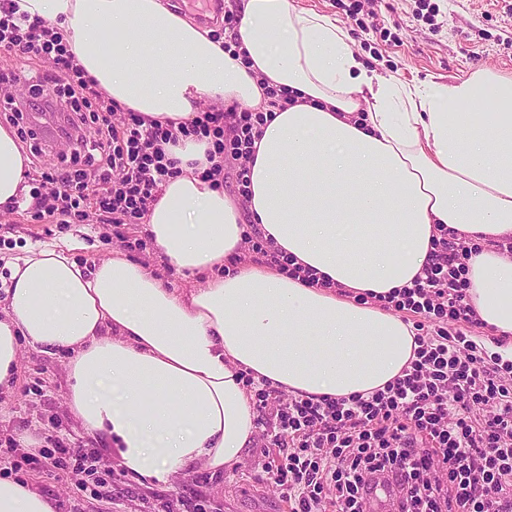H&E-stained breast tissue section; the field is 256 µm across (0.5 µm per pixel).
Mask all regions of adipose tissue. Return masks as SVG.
Wrapping results in <instances>:
<instances>
[{
	"label": "adipose tissue",
	"instance_id": "ef3b65f1",
	"mask_svg": "<svg viewBox=\"0 0 512 512\" xmlns=\"http://www.w3.org/2000/svg\"><path fill=\"white\" fill-rule=\"evenodd\" d=\"M61 28L105 98L166 124L199 106L264 113L249 196L206 178L212 138L166 145L178 171L144 216L162 258L204 276L180 291L120 252L92 267L75 239L31 249L0 301V388L19 342L69 352L68 406L114 440L126 472L169 482L193 462L234 468L256 431L242 374L293 395L371 396L413 357L410 324L376 301L411 285L442 232L473 246L467 295L512 360V79L442 84L368 74L345 28L291 0H240L226 51L169 0H16ZM294 102L270 107L272 92ZM30 160L0 124V206ZM328 278L310 286L242 262L247 224ZM0 512H56L29 484L0 479Z\"/></svg>",
	"mask_w": 512,
	"mask_h": 512
}]
</instances>
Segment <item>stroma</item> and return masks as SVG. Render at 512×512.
I'll use <instances>...</instances> for the list:
<instances>
[{
    "mask_svg": "<svg viewBox=\"0 0 512 512\" xmlns=\"http://www.w3.org/2000/svg\"><path fill=\"white\" fill-rule=\"evenodd\" d=\"M298 7L329 15L353 38L361 62L373 74L402 81L446 84L487 72L512 78V0H294ZM68 236L82 249L74 256L91 265L120 251L149 265L174 288L202 286V277L160 262L144 224H105L97 213L69 224L36 219L33 210H0V291L9 265L27 249ZM146 242L145 249L135 240ZM69 356L21 342L9 388L0 391V478L30 484L56 503L57 512H162L187 503L206 512H289L281 491L256 482L245 448L231 470L211 475L195 464L169 483L147 486L126 473L108 440L92 436L70 413ZM85 448L95 457L87 475L55 467L35 449Z\"/></svg>",
    "mask_w": 512,
    "mask_h": 512,
    "instance_id": "obj_1",
    "label": "stroma"
}]
</instances>
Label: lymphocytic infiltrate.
Listing matches in <instances>:
<instances>
[{
	"label": "lymphocytic infiltrate",
	"instance_id": "1",
	"mask_svg": "<svg viewBox=\"0 0 512 512\" xmlns=\"http://www.w3.org/2000/svg\"><path fill=\"white\" fill-rule=\"evenodd\" d=\"M44 57L51 69L36 67ZM0 58L10 62L0 67V108L13 120L28 112L67 115L65 143L80 167L44 173L43 189L32 193L56 223L82 217L91 204L109 223H135L173 173L164 144L192 134L213 137L224 156L210 176L231 174L246 195L245 160L262 113L210 108L177 130L132 111L115 123L116 105L83 77L65 35L19 12L15 0H0ZM21 64L33 65L36 86L62 80L65 88L44 102H17L7 88L18 83ZM435 246L422 276L384 297V308L476 323L465 292L470 247L445 238ZM414 328L417 349L403 376L368 397L287 395L244 375L262 429L253 471L281 489L290 512H366L367 488L383 476L401 488L396 512H512V362H488L473 339L446 327Z\"/></svg>",
	"mask_w": 512,
	"mask_h": 512
}]
</instances>
